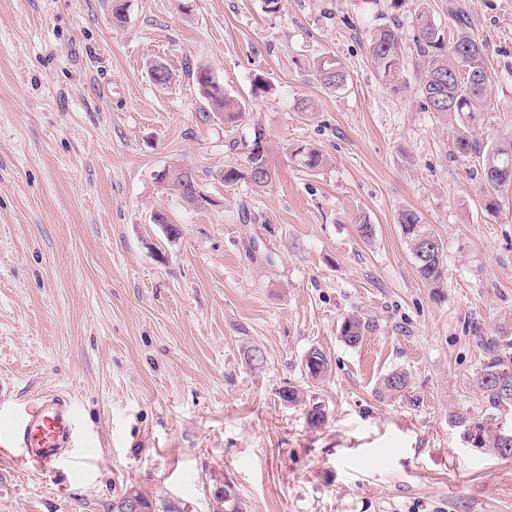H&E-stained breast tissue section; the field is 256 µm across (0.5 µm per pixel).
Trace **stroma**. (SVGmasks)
<instances>
[{"mask_svg": "<svg viewBox=\"0 0 512 512\" xmlns=\"http://www.w3.org/2000/svg\"><path fill=\"white\" fill-rule=\"evenodd\" d=\"M466 2L491 74L478 137H507L512 0ZM112 5L0 0V430L53 390L89 459L40 473L0 457V512H113L131 489L212 512L215 473L248 512H512V459L448 421L484 411L485 345L512 334V191L489 214L456 119L423 106L410 20H447L444 0H126L121 23ZM384 23L405 48L397 89L367 52ZM325 57L349 75L340 90L315 75ZM189 64L243 101L239 120H201ZM258 131L271 182L224 187ZM301 142L323 167L297 163ZM176 165L211 205L155 182ZM405 208L445 247L441 293L416 273ZM352 315L357 347L339 334ZM394 371L406 394L380 395ZM365 329L366 325L360 318L350 316L345 317L341 322L339 333L345 344L356 347L362 342Z\"/></svg>", "mask_w": 512, "mask_h": 512, "instance_id": "obj_1", "label": "stroma"}]
</instances>
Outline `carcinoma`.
I'll list each match as a JSON object with an SVG mask.
<instances>
[{
	"label": "carcinoma",
	"instance_id": "carcinoma-1",
	"mask_svg": "<svg viewBox=\"0 0 512 512\" xmlns=\"http://www.w3.org/2000/svg\"><path fill=\"white\" fill-rule=\"evenodd\" d=\"M452 26L445 28L436 22L433 14L420 7L411 17L414 31L415 65L422 72L420 93L425 99L424 106L431 112L454 115L459 118L453 139L456 152L462 156H474L485 192L488 194L486 207L490 211L499 208V195L512 188V137L478 141L474 131L481 120L484 104L489 96L490 78L487 72L485 44L471 31L468 14L457 0H448L445 5ZM371 62L382 79L396 89L404 70V53L397 26L382 25L371 36L368 44ZM321 84L328 89H339L347 83L343 67L332 59H322L316 66ZM187 77L193 79L199 96L206 105L202 110L203 120L223 117L230 120L242 113V102L224 90V85L207 79L210 70L206 67L185 68ZM154 84L166 88L171 85L173 74L166 63L157 62L151 68ZM293 156L309 170H317L323 164L321 152L307 144H300L293 150ZM173 168L169 182L170 189L191 205L208 202L207 198L185 193ZM224 186L233 187L240 181H247L255 187H264L272 180L264 149L253 140L247 155V164L238 168H224L221 174ZM398 224L407 244L419 278L436 290L445 286L446 256L444 246L425 224L421 215L412 208L399 212ZM434 242V250L427 260L419 258L422 240ZM365 323L356 316L343 319L339 333L350 347L359 345L364 337ZM487 362L477 376V385L483 403L484 413L473 416L453 412L449 422L471 434L470 447L489 450L502 458L512 457V433L499 426V413L512 409V336H500L491 340L487 350ZM329 360L319 349H312L305 358L307 373L318 378L327 371ZM406 373L395 371L388 374L381 386V392L389 396L402 395L408 389ZM213 489V512H247L245 503L238 496L233 484L226 478L215 477ZM137 504L152 512L153 504L136 490L129 491L116 505L118 512H126L128 506Z\"/></svg>",
	"mask_w": 512,
	"mask_h": 512
}]
</instances>
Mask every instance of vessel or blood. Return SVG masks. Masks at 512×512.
Here are the masks:
<instances>
[{
	"label": "vessel or blood",
	"mask_w": 512,
	"mask_h": 512,
	"mask_svg": "<svg viewBox=\"0 0 512 512\" xmlns=\"http://www.w3.org/2000/svg\"><path fill=\"white\" fill-rule=\"evenodd\" d=\"M77 417L71 405L60 395L37 396L26 415L14 420L0 432V454L12 449H25V459L37 470H54L61 460L72 469H82L84 452L77 442Z\"/></svg>",
	"instance_id": "1"
}]
</instances>
